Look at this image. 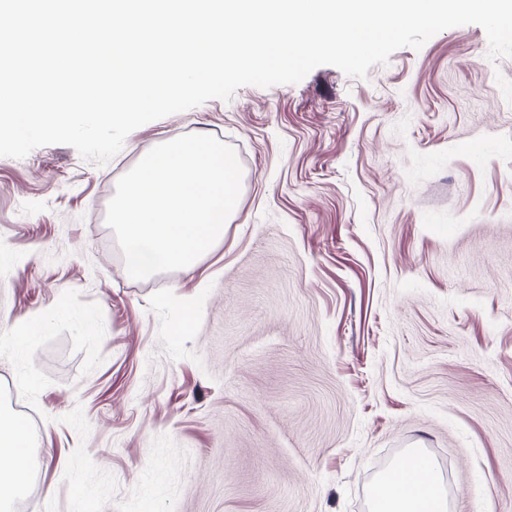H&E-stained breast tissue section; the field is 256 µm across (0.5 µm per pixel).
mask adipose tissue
Wrapping results in <instances>:
<instances>
[{"mask_svg":"<svg viewBox=\"0 0 512 512\" xmlns=\"http://www.w3.org/2000/svg\"><path fill=\"white\" fill-rule=\"evenodd\" d=\"M31 470L30 437L12 415L0 414V510L26 485ZM445 502L423 505L413 488L401 481H382L376 512H447Z\"/></svg>","mask_w":512,"mask_h":512,"instance_id":"obj_1","label":"adipose tissue"}]
</instances>
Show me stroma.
<instances>
[{
	"mask_svg": "<svg viewBox=\"0 0 512 512\" xmlns=\"http://www.w3.org/2000/svg\"><path fill=\"white\" fill-rule=\"evenodd\" d=\"M482 27L244 86L105 165L0 157V410L28 407V512H370L427 453L448 512H512V58ZM184 134L231 145L238 211L136 281L118 179ZM188 330L179 321L186 309Z\"/></svg>",
	"mask_w": 512,
	"mask_h": 512,
	"instance_id": "1",
	"label": "stroma"
}]
</instances>
